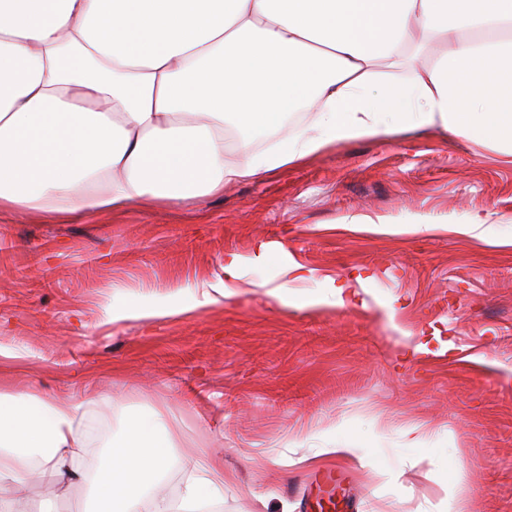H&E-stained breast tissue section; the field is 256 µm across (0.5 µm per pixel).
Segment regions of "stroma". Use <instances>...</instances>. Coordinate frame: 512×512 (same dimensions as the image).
<instances>
[{
	"label": "stroma",
	"mask_w": 512,
	"mask_h": 512,
	"mask_svg": "<svg viewBox=\"0 0 512 512\" xmlns=\"http://www.w3.org/2000/svg\"><path fill=\"white\" fill-rule=\"evenodd\" d=\"M477 214L478 235L455 232ZM262 244L270 262L220 303L105 324L109 303L191 298ZM357 275L356 300L307 305ZM282 283L295 303L267 295ZM0 347L1 391L106 396L87 467L134 419L185 463L222 456L216 512H307L331 465L357 512H447L452 494L463 512H512V158L409 130L156 210L1 213ZM352 442L364 462L323 453ZM92 507L79 477L18 494L19 512Z\"/></svg>",
	"instance_id": "1"
}]
</instances>
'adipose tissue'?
<instances>
[{"instance_id": "ef3b65f1", "label": "adipose tissue", "mask_w": 512, "mask_h": 512, "mask_svg": "<svg viewBox=\"0 0 512 512\" xmlns=\"http://www.w3.org/2000/svg\"><path fill=\"white\" fill-rule=\"evenodd\" d=\"M447 50L424 66L408 51ZM410 65L407 82L379 68ZM313 115L286 130L288 114ZM438 128L512 157V0H0V209L81 221L193 200L331 145ZM279 133L255 151L251 131ZM267 247L224 261L189 300L112 304L106 321L180 317L219 303ZM90 401L0 392V512L33 474L80 475ZM179 463L131 421L87 480L94 512H200L224 464L185 492Z\"/></svg>"}]
</instances>
